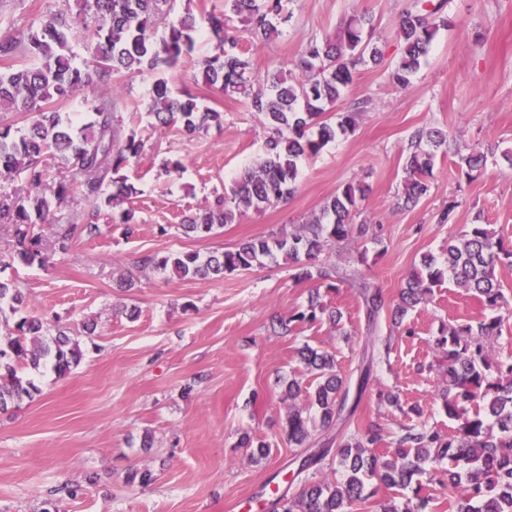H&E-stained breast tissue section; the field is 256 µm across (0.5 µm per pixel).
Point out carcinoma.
I'll use <instances>...</instances> for the list:
<instances>
[{
	"label": "carcinoma",
	"mask_w": 512,
	"mask_h": 512,
	"mask_svg": "<svg viewBox=\"0 0 512 512\" xmlns=\"http://www.w3.org/2000/svg\"><path fill=\"white\" fill-rule=\"evenodd\" d=\"M80 11L91 14L82 43L89 57L73 53L75 34L61 12L44 15L27 29L9 28L0 35V112H27L32 120L17 134L0 126V179L21 182V193L0 200V224L14 227L13 258L27 265L49 264L38 224H58L56 252L65 254L75 238H94L101 208H112L136 193L121 170L141 157L145 142L136 131L125 132L115 119L118 95L96 100L88 121L76 123L50 106L64 102L93 83L102 71L116 73L163 72L176 68L195 49L196 17L171 16L169 0H76ZM446 0H415L399 25L400 53L389 73L393 84L406 88L421 65L437 32L452 26L445 13ZM249 25L251 38L265 42L280 34L285 21L283 0H224V12L204 20L216 54L200 63L205 84L226 95L237 94L252 112L262 114L270 135L262 161L243 171L205 209L182 218L177 230L188 238L210 236L233 223L249 209L256 211L284 202L297 189L300 162L318 154L328 143L353 132L360 103L353 102L331 125L323 119L354 81L356 66L377 64L383 46L373 41L372 20L364 14L349 16L335 39H310L292 62L301 77L281 70L256 74L251 59L240 51L241 35L234 18ZM165 34L156 38V22ZM148 115L154 128L179 127L190 137L221 126L224 113L203 108L191 88L173 91L165 79H157L151 91ZM448 145L447 131L423 127L411 137L404 170L406 178L399 200L415 205L431 189L430 178L438 153ZM51 157L72 173L61 180L46 165ZM487 163V154L474 150L460 157L459 168L468 177ZM366 188L349 183L336 190L320 213L288 235L254 238L234 250L196 253L148 254L141 266L178 278L209 279L252 268L263 258L280 254L298 270L299 279L318 278L327 288L352 282L362 298L367 330L375 331L380 314L391 310V325L398 329L408 311L422 303L433 289L450 281L457 288L479 296L483 312L475 322L448 327L436 339L446 362L447 385L441 393L442 409L456 422L454 433H445L423 419V410L410 408L414 419L389 437L383 424L369 422L357 434L321 447L299 459L294 478L296 492L283 491L272 501L273 512H352L379 489L390 493L380 512H435L437 504L422 495V477L433 469L448 480L457 498L448 501V512H512V353L490 357L512 314L502 312L504 293L497 267L512 265V248L486 224H471L448 238L441 256L422 257L420 267L408 276L399 301L390 307L381 290L371 287L353 269L317 265L325 247L344 240L373 239L370 225L353 223L358 200ZM76 193L92 206L85 224H62L56 208ZM309 300L307 311L288 319H276L282 329L293 322L314 323L328 316L338 325L341 316ZM22 294L0 280V316L21 311ZM79 343L62 328L50 330L35 316H23L5 336H0V410L38 391L19 371L51 365L65 376L81 359ZM299 359L314 384L302 385L293 377L284 382L288 412L283 426L288 444L308 448L312 423L324 431L354 416L370 385L374 358L360 368L356 391L349 378L336 369L335 355L309 345ZM241 445L251 449L253 460L269 457L263 440L246 434ZM331 469L328 475L325 469Z\"/></svg>",
	"instance_id": "cac0c4a2"
}]
</instances>
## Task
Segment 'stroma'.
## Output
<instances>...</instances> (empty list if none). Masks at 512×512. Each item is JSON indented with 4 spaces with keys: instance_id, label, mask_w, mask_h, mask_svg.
I'll list each match as a JSON object with an SVG mask.
<instances>
[{
    "instance_id": "1",
    "label": "stroma",
    "mask_w": 512,
    "mask_h": 512,
    "mask_svg": "<svg viewBox=\"0 0 512 512\" xmlns=\"http://www.w3.org/2000/svg\"><path fill=\"white\" fill-rule=\"evenodd\" d=\"M413 0H286L287 22L266 42L243 38L240 49L258 73L290 68L312 37L335 36L353 14L373 20V37L385 44L383 61L357 66L337 111L363 102L353 133L329 143L302 163L298 189L286 202L247 211L216 235L187 238L175 226L182 213L202 210L230 186L245 166L264 157L269 131L262 115L243 98L225 96L195 82V60L212 55L197 31L194 61L167 71L171 88L194 85L201 103L224 114L222 129L187 137L178 128L152 130L147 112L155 76L150 72L95 77L92 85L60 109L83 117L94 99L119 91L126 107L118 118L148 142L138 162L125 169L137 192L124 203L137 220L133 235L119 223H104L92 239L74 240L49 266L12 260L13 228L0 224V277L25 297L26 310L49 325L69 328L82 350L79 366L64 377L51 368L33 379L32 398L0 413V512H42L49 499L61 512H267L263 486L273 473L291 477L296 449L282 435L288 410L280 378L304 383L298 351L309 345L336 356L342 373L355 372L372 341L389 340V353L374 367V383L358 410L359 422L378 419L389 432L407 421L412 406L441 430L451 422L438 395L446 364L434 345L442 327L478 315L471 293L443 284L410 311L412 335L394 330L381 316L368 333L355 288L320 289L300 280L284 262H264L221 279H179L141 271L153 253L207 255L276 232L294 231L319 213L324 201L349 182L369 186L357 221L371 224L373 242H342L319 257L338 267L357 264L367 281L395 301L424 254L441 255L451 235L479 222L491 225L512 245V166L501 155L512 150V0H448L456 25L440 30L408 88L388 72L398 57L396 33ZM66 13L82 28L75 0H0V20L25 27L46 13ZM422 127L448 132V151L433 170L431 189L405 209L397 192L405 178L402 151ZM488 151L481 175L458 173L461 155ZM181 161L185 169L166 176L161 165ZM449 221H442V212ZM341 314L339 326L322 321L274 332L272 316L304 310L311 294ZM93 321V334L82 324ZM392 390L395 406L378 404L377 390ZM271 446L260 463L248 460L243 434ZM132 469H148L152 484H128ZM95 485H88L90 476ZM81 485L75 500L64 486Z\"/></svg>"
}]
</instances>
